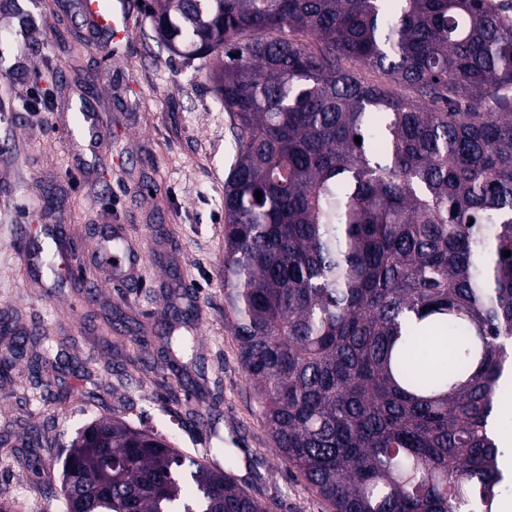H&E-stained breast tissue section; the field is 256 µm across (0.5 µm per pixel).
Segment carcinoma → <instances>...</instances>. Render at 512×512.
<instances>
[{
	"mask_svg": "<svg viewBox=\"0 0 512 512\" xmlns=\"http://www.w3.org/2000/svg\"><path fill=\"white\" fill-rule=\"evenodd\" d=\"M148 8L176 56L216 60L224 317L277 455L334 512H503L512 0ZM94 426L106 445L80 430L62 483L95 512H270L220 448Z\"/></svg>",
	"mask_w": 512,
	"mask_h": 512,
	"instance_id": "1",
	"label": "carcinoma"
}]
</instances>
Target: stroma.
Wrapping results in <instances>:
<instances>
[{
    "label": "stroma",
    "instance_id": "stroma-1",
    "mask_svg": "<svg viewBox=\"0 0 512 512\" xmlns=\"http://www.w3.org/2000/svg\"><path fill=\"white\" fill-rule=\"evenodd\" d=\"M129 41L92 32L78 0H0V356L32 333L60 353L33 388L26 361L0 373V501L40 512L26 458L41 425L54 448L41 452L53 498L62 494V449L91 420L121 417L163 432L177 448L224 449L238 483L272 512H331L273 450L254 387L224 319V181L228 118L205 60L186 62L159 42L148 9L135 5ZM50 89L51 97L32 94ZM102 113L98 148L67 140L81 98ZM46 240L58 226L76 246L118 224L144 253L136 285L93 262L84 281L57 287L22 264L20 225ZM198 325L195 357L167 352ZM147 340L138 367L124 369Z\"/></svg>",
    "mask_w": 512,
    "mask_h": 512
}]
</instances>
